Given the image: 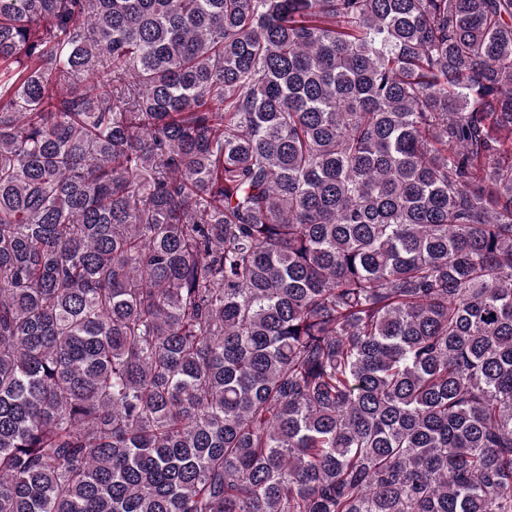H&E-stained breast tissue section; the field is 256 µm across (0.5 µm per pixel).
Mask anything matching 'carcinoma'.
Here are the masks:
<instances>
[{
    "label": "carcinoma",
    "instance_id": "carcinoma-1",
    "mask_svg": "<svg viewBox=\"0 0 512 512\" xmlns=\"http://www.w3.org/2000/svg\"><path fill=\"white\" fill-rule=\"evenodd\" d=\"M0 512H512V0H0Z\"/></svg>",
    "mask_w": 512,
    "mask_h": 512
}]
</instances>
